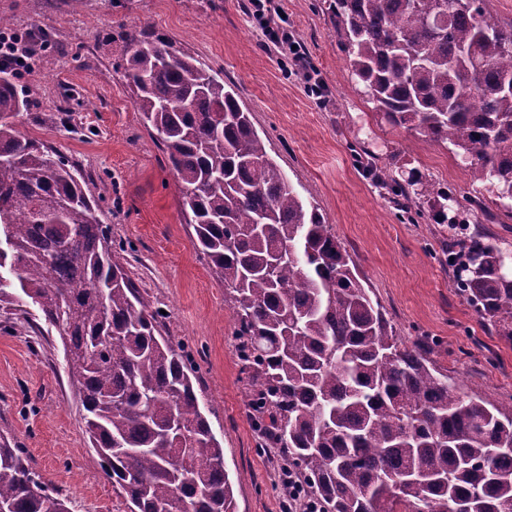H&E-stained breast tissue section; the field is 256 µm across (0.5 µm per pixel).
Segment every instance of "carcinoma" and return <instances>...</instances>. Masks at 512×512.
<instances>
[{"mask_svg":"<svg viewBox=\"0 0 512 512\" xmlns=\"http://www.w3.org/2000/svg\"><path fill=\"white\" fill-rule=\"evenodd\" d=\"M374 109L448 143L512 198V28L488 0H330ZM124 77L182 187L195 248L232 300L249 417L322 512H512V407L464 398L405 343L356 264L268 155L224 78L133 40ZM27 100L0 72V310L57 329L86 433L133 512H235L224 448L193 370L162 336L75 163L21 134ZM406 208L413 183L382 182ZM456 288L512 340V275L494 242L448 246ZM0 440V512H69Z\"/></svg>","mask_w":512,"mask_h":512,"instance_id":"cac0c4a2","label":"carcinoma"}]
</instances>
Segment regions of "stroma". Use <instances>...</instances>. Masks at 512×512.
<instances>
[{
	"label": "stroma",
	"mask_w": 512,
	"mask_h": 512,
	"mask_svg": "<svg viewBox=\"0 0 512 512\" xmlns=\"http://www.w3.org/2000/svg\"><path fill=\"white\" fill-rule=\"evenodd\" d=\"M275 4L303 62L268 44L249 0H0L10 29L35 34L32 72L13 77L29 102L18 129L81 169L130 277L162 314V334L194 367L236 512H281L284 461L262 447L248 416L229 293L200 258L180 186L134 107L123 70L132 40L172 44L223 76L269 156L332 225L399 336L429 350L464 395L512 405V342L484 327L441 251L464 223L512 252V208L473 179L450 145L391 126L374 110L344 64L329 0ZM309 75L324 83L326 100L306 92ZM382 172L435 183L450 198L441 207L421 197L417 212L405 214L376 187ZM83 415L57 331L37 309L0 310V438L25 449L70 512H131L89 446Z\"/></svg>",
	"instance_id": "1"
}]
</instances>
